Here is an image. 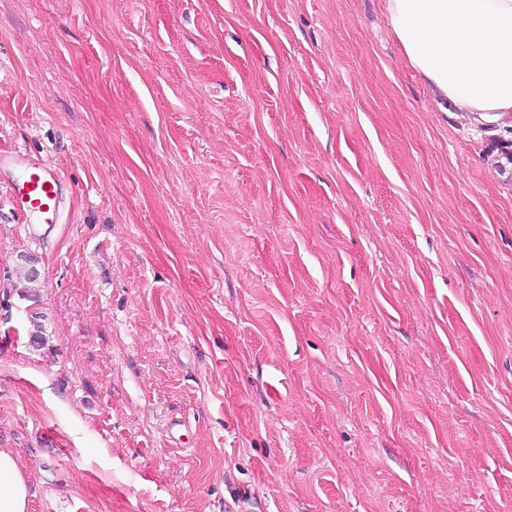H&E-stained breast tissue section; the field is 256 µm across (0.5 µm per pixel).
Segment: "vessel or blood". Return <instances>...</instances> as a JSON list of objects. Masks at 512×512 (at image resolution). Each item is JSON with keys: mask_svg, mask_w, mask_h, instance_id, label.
Segmentation results:
<instances>
[{"mask_svg": "<svg viewBox=\"0 0 512 512\" xmlns=\"http://www.w3.org/2000/svg\"><path fill=\"white\" fill-rule=\"evenodd\" d=\"M13 191L16 202L28 215L44 224L53 223L62 192V177L53 165L39 163L26 168Z\"/></svg>", "mask_w": 512, "mask_h": 512, "instance_id": "1", "label": "vessel or blood"}]
</instances>
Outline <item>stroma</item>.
Listing matches in <instances>:
<instances>
[{"label":"stroma","instance_id":"stroma-1","mask_svg":"<svg viewBox=\"0 0 512 512\" xmlns=\"http://www.w3.org/2000/svg\"><path fill=\"white\" fill-rule=\"evenodd\" d=\"M2 145L29 512H512V180L381 0H0ZM62 177L51 164L39 163L26 168L16 180L13 191L19 207L42 224L53 223L62 192Z\"/></svg>","mask_w":512,"mask_h":512}]
</instances>
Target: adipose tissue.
Masks as SVG:
<instances>
[{"label": "adipose tissue", "mask_w": 512, "mask_h": 512, "mask_svg": "<svg viewBox=\"0 0 512 512\" xmlns=\"http://www.w3.org/2000/svg\"><path fill=\"white\" fill-rule=\"evenodd\" d=\"M408 65L479 126L512 117V0H382ZM30 486L0 451V512H27Z\"/></svg>", "instance_id": "obj_1"}]
</instances>
